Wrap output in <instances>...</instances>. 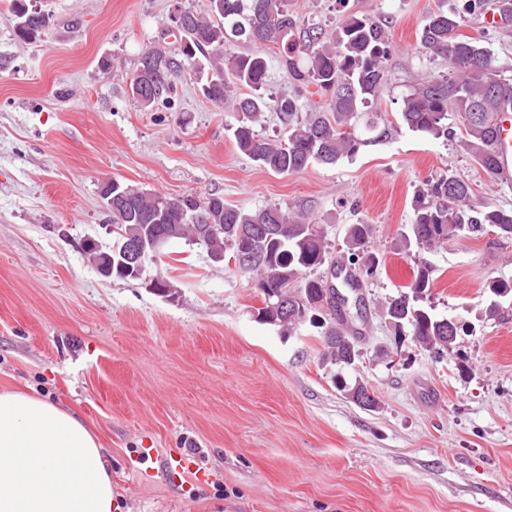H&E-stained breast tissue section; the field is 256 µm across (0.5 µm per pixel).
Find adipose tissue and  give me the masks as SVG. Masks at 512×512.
<instances>
[{
    "mask_svg": "<svg viewBox=\"0 0 512 512\" xmlns=\"http://www.w3.org/2000/svg\"><path fill=\"white\" fill-rule=\"evenodd\" d=\"M100 439L73 412L0 388V512H112Z\"/></svg>",
    "mask_w": 512,
    "mask_h": 512,
    "instance_id": "adipose-tissue-1",
    "label": "adipose tissue"
}]
</instances>
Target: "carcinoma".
Returning <instances> with one entry per match:
<instances>
[{"label": "carcinoma", "instance_id": "carcinoma-1", "mask_svg": "<svg viewBox=\"0 0 512 512\" xmlns=\"http://www.w3.org/2000/svg\"><path fill=\"white\" fill-rule=\"evenodd\" d=\"M185 24L178 46L147 48L128 88L145 109L167 106L176 94L175 79L188 70L206 69L202 86L212 102L227 103L235 112L233 139L236 148L258 166L275 174L295 175L311 164L334 166L363 148L388 138L400 127L431 139H459V146L490 177L497 168L496 124L501 112L512 110V79L499 74L495 54L483 39L461 32L462 18L443 11L431 13L420 33L422 47L448 60V73L415 83L401 97L395 121L380 112L381 93L387 82L393 21L378 22L366 15H347L336 35L327 38L318 24L301 25L288 8V0H209L205 12L180 8ZM15 36L22 41L48 36L51 17L26 8V0H11ZM236 38L254 46L245 53L224 56V43ZM301 89L311 86L321 102L300 116L299 98L265 94L271 59ZM244 86L250 92L240 94ZM274 112L283 124L269 138L255 127L263 115ZM457 116L459 130L448 125ZM101 194L114 195L112 245L103 249L92 243L82 248L88 261L100 266L112 258V276L126 280L127 246L137 242L153 263L164 255L173 239L203 248L206 258L219 262L226 253L236 257L249 252L254 262L240 268L258 277L263 307L257 311L265 323L288 330L314 321L334 365L351 366L359 357L357 338L362 332L348 325L347 294L359 291L363 278L378 266L370 251L373 228L351 224L347 228V261L352 274L340 288L327 287L315 275L330 260L329 245L319 224L303 213L293 214L278 205L246 211L224 204V198L192 193L156 194L117 179L101 184ZM472 188L458 175L431 178L412 198L413 217L402 242L432 251L460 233L481 235L492 228L499 237L512 239V209L469 203ZM431 267L413 269V297L391 298L383 307L394 335L412 336L420 348L441 355L467 328L455 319L440 318L416 305L431 288ZM485 288L502 298L512 297V280L491 279ZM345 394L365 395L372 411L378 397L366 384L336 379Z\"/></svg>", "mask_w": 512, "mask_h": 512}]
</instances>
